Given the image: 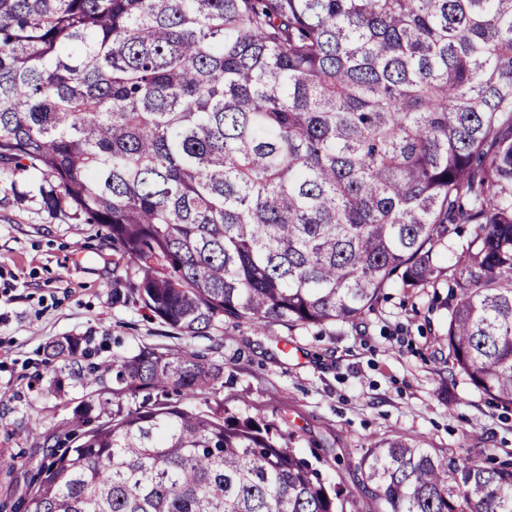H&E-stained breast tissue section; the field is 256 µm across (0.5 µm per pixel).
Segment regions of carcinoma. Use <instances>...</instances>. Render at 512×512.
Returning a JSON list of instances; mask_svg holds the SVG:
<instances>
[{
  "label": "carcinoma",
  "instance_id": "cac0c4a2",
  "mask_svg": "<svg viewBox=\"0 0 512 512\" xmlns=\"http://www.w3.org/2000/svg\"><path fill=\"white\" fill-rule=\"evenodd\" d=\"M29 171L180 335L348 322L446 276L448 366L512 409V0H0V177ZM452 224L474 235L443 267ZM91 341L45 345L92 391L28 428L39 462L0 455V512H337L271 424L169 399L223 365ZM359 469L382 512H512V462L390 437Z\"/></svg>",
  "mask_w": 512,
  "mask_h": 512
}]
</instances>
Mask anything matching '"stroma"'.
I'll list each match as a JSON object with an SVG mask.
<instances>
[{
    "mask_svg": "<svg viewBox=\"0 0 512 512\" xmlns=\"http://www.w3.org/2000/svg\"><path fill=\"white\" fill-rule=\"evenodd\" d=\"M43 183L35 172L0 180L1 452L41 460L29 425L65 417V401L87 395L71 380L60 393L48 387L55 366L43 347L91 335L108 337L113 352L187 345L223 363L212 392L185 407L277 425L299 456L320 458L327 482H342L344 512H376L358 468L373 439L411 438L459 462L512 461V409L449 373L440 346L446 285L386 289L370 313L324 327L227 322L178 338L140 307L113 300L117 255L105 228L69 208H44ZM37 374L44 384H33ZM330 448L345 449L342 462L327 456Z\"/></svg>",
    "mask_w": 512,
    "mask_h": 512,
    "instance_id": "35a3bbf8",
    "label": "stroma"
}]
</instances>
